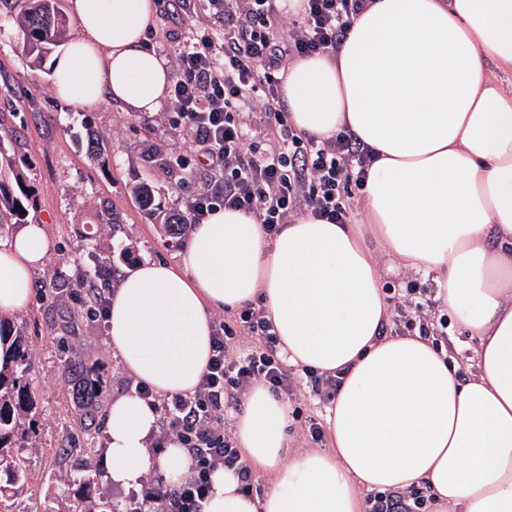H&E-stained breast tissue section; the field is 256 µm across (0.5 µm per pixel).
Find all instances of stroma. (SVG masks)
<instances>
[{
  "label": "stroma",
  "mask_w": 512,
  "mask_h": 512,
  "mask_svg": "<svg viewBox=\"0 0 512 512\" xmlns=\"http://www.w3.org/2000/svg\"><path fill=\"white\" fill-rule=\"evenodd\" d=\"M53 55H26L13 15L0 16V127L18 136L23 176L30 189L27 219L42 224L51 240L49 256L33 279L26 311L11 315L32 345L38 409L30 418L31 444L24 465L34 488L15 495L13 512H102L122 501V489L106 479L85 491L68 488L70 476L102 471L107 406L113 396L133 392L136 382L107 344L105 320H92L83 297L68 288L102 281L113 291L118 279L109 270L88 266L86 254L106 258L133 244L139 261H177L189 234L168 239L160 224L131 193L133 184L150 181L157 202L173 207L180 185L201 184L199 163L183 132L169 122L168 108L131 115L100 103L79 110L63 102L52 79ZM93 129L100 148L85 138ZM79 364L100 385L95 418L73 397L65 380ZM299 388L288 401L290 443L295 454L323 448L326 437L312 438L309 421L324 422L328 401L317 396L309 377L298 374Z\"/></svg>",
  "instance_id": "35a3bbf8"
}]
</instances>
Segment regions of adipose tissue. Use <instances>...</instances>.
Instances as JSON below:
<instances>
[{
    "instance_id": "obj_1",
    "label": "adipose tissue",
    "mask_w": 512,
    "mask_h": 512,
    "mask_svg": "<svg viewBox=\"0 0 512 512\" xmlns=\"http://www.w3.org/2000/svg\"><path fill=\"white\" fill-rule=\"evenodd\" d=\"M81 35L53 63L60 99L158 111L172 81L145 34L153 0H70ZM512 0H369L341 47L290 64L291 124L327 138L351 130L378 158L363 189L365 227L302 215L267 236L224 208L195 225L179 264L146 261L112 292L108 345L157 395H190L211 355L212 314L263 298L289 364L339 375L329 446L287 455L288 405L253 387L238 448L271 485L244 494L211 477L205 512H364L365 495L425 484L436 512H512ZM50 251L44 225L0 240V315L27 308ZM432 279L476 343L468 373L425 336H388L378 256ZM155 409L112 399L105 477L179 480L178 441L150 454Z\"/></svg>"
}]
</instances>
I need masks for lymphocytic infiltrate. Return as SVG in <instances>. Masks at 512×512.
Returning <instances> with one entry per match:
<instances>
[{
    "label": "lymphocytic infiltrate",
    "mask_w": 512,
    "mask_h": 512,
    "mask_svg": "<svg viewBox=\"0 0 512 512\" xmlns=\"http://www.w3.org/2000/svg\"><path fill=\"white\" fill-rule=\"evenodd\" d=\"M366 3L301 0L291 19L282 0H173L181 26L163 33L177 55L170 106L206 167L200 188L181 189L175 223H204L220 206L254 215L270 236L303 214L350 223L353 192L367 180L373 150L348 130L323 139L296 132L279 88L292 61L335 53ZM256 126L265 133L260 144L250 139ZM241 335L253 339L250 349L237 348ZM277 342L262 301L250 302L238 321L214 329L194 394L161 399L136 387L159 413L166 436L192 453L195 468L176 484L159 475L142 480L123 512H203L210 476L224 468L253 491L228 415L258 384L279 398L294 395L295 374Z\"/></svg>",
    "instance_id": "obj_1"
}]
</instances>
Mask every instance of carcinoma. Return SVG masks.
<instances>
[{"instance_id": "cac0c4a2", "label": "carcinoma", "mask_w": 512, "mask_h": 512, "mask_svg": "<svg viewBox=\"0 0 512 512\" xmlns=\"http://www.w3.org/2000/svg\"><path fill=\"white\" fill-rule=\"evenodd\" d=\"M61 0H0V8L9 6V13H18L24 42L31 53L43 56L67 41L70 22L60 7ZM21 156L0 147V228L19 224L24 214L17 205L28 199L23 177L18 170ZM132 193L140 205L161 218L162 225L172 235L184 231L182 224H170L169 209L155 206L151 185L142 181ZM0 345L6 359L0 362V512H10L7 499L23 489L28 479L24 466L25 422L36 409L30 356V341L21 327L0 319Z\"/></svg>"}]
</instances>
